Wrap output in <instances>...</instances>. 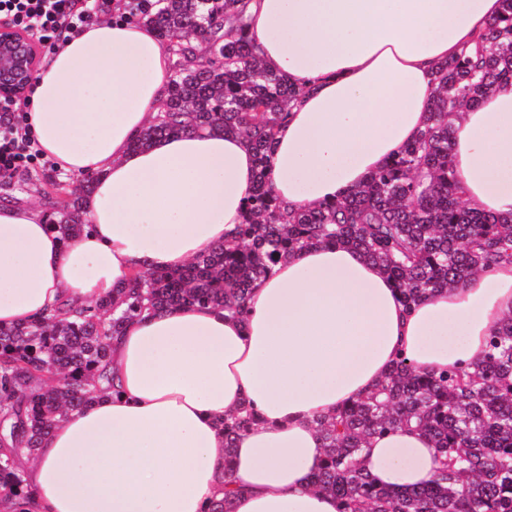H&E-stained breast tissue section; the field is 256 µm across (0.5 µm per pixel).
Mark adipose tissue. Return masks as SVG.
<instances>
[{
  "mask_svg": "<svg viewBox=\"0 0 512 512\" xmlns=\"http://www.w3.org/2000/svg\"><path fill=\"white\" fill-rule=\"evenodd\" d=\"M500 0H249L265 67L302 95L276 136L269 187L297 209L344 198L424 128L435 70L500 13ZM173 60L148 26L98 19L42 66L24 123L66 173L94 176L91 228L61 242L42 214L0 203V326L87 306L137 270L181 269L229 239L255 183L246 142L183 132L132 143L167 98ZM464 199L512 212V82L451 120ZM512 314V264L408 308L354 249L323 243L279 260L248 313L182 306L129 321L111 346L114 389L18 464L32 512H337L314 490L316 421L372 391L401 359L429 372L478 362ZM249 406L258 426L224 454L220 420ZM377 483L412 488L439 465L431 438L370 441Z\"/></svg>",
  "mask_w": 512,
  "mask_h": 512,
  "instance_id": "ef3b65f1",
  "label": "adipose tissue"
}]
</instances>
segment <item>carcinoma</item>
Wrapping results in <instances>:
<instances>
[{
    "mask_svg": "<svg viewBox=\"0 0 512 512\" xmlns=\"http://www.w3.org/2000/svg\"><path fill=\"white\" fill-rule=\"evenodd\" d=\"M474 47L436 71L424 129L361 187L335 203L288 210L271 194V149L301 88L259 62L245 34V0H137L128 21L152 27L177 57L165 108L134 141L198 132L238 134L252 149L257 180L232 241L178 271H138L112 296L65 314L0 328V503L27 512L32 492L16 464L58 420L107 391L112 341L146 312L207 305L246 312L253 284L280 258L311 245L357 250L378 265L410 307L485 268L512 264V214L468 206L449 164V117L512 81V0ZM48 225L66 242L86 227L82 197L43 175ZM258 424L246 407L220 422L224 463ZM430 436L436 477L411 490L379 485L362 465L369 441L400 427ZM324 465L311 483L338 512H512V317L492 333L473 370L423 372L400 360L366 397L317 422Z\"/></svg>",
    "mask_w": 512,
    "mask_h": 512,
    "instance_id": "carcinoma-1",
    "label": "carcinoma"
}]
</instances>
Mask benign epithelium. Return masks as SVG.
<instances>
[{"mask_svg":"<svg viewBox=\"0 0 512 512\" xmlns=\"http://www.w3.org/2000/svg\"><path fill=\"white\" fill-rule=\"evenodd\" d=\"M37 65V47L25 33L0 25V97L16 98L28 89Z\"/></svg>","mask_w":512,"mask_h":512,"instance_id":"7a95c632","label":"benign epithelium"}]
</instances>
